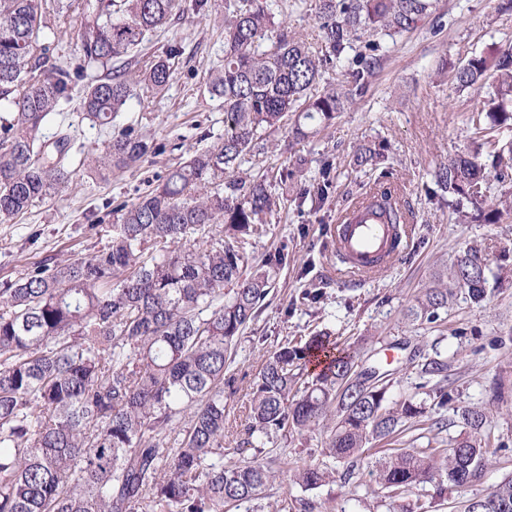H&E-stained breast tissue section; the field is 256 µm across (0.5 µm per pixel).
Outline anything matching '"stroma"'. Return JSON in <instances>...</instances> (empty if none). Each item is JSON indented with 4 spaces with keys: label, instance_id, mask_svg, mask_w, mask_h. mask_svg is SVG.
<instances>
[{
    "label": "stroma",
    "instance_id": "1",
    "mask_svg": "<svg viewBox=\"0 0 512 512\" xmlns=\"http://www.w3.org/2000/svg\"><path fill=\"white\" fill-rule=\"evenodd\" d=\"M498 5L499 0H438L430 17L390 47L374 77L333 125L300 140L280 129L236 171L240 177L267 174L273 192L288 193L285 209L269 217L266 234L254 246L256 258L277 250L287 260L275 270L266 306L241 336L227 371L234 388L226 400L227 424L244 420L261 364L284 339L305 340L322 332L337 349L355 350L360 366L383 365L395 380L389 392L393 401L410 385L413 351L439 349L457 378L452 405H482L500 395L491 421L501 446L479 481L441 498L429 484L406 495L408 505L430 502V512H455L512 476V222L455 223L448 195L433 176L436 167L468 149L463 117L480 100L473 91L456 93L448 79L451 68L491 44L512 40V13L499 12ZM223 30L224 0H209L204 10L188 12L144 42L139 55L144 63L162 49L179 47L173 79L164 95L138 92L112 128L147 117V133L165 143V152L106 177H76L71 190L0 223V281L43 262L97 251L107 238L96 233V225L116 222L112 201H135L147 182L186 157L200 132L223 135L224 103L207 91L211 72L224 60ZM362 146L384 148L388 175L353 166L352 156ZM300 156L308 160L306 170L282 186L278 172ZM328 159L333 169L325 177L321 169ZM381 182L398 188L415 227L413 243L373 278H342L336 273L333 227L353 200ZM470 246L481 249L492 273L487 299L457 302L433 323L411 320L408 308L435 273ZM314 289L321 294L316 303L304 297ZM333 424L329 418L311 432L279 433L275 443L260 442L243 456L236 453L233 437H225L224 462H262L276 447L283 456L280 476L268 490L270 500L288 497L293 512H394L365 468L347 484L307 490L294 483V470L322 463L319 448Z\"/></svg>",
    "mask_w": 512,
    "mask_h": 512
}]
</instances>
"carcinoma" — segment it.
<instances>
[{
	"label": "carcinoma",
	"mask_w": 512,
	"mask_h": 512,
	"mask_svg": "<svg viewBox=\"0 0 512 512\" xmlns=\"http://www.w3.org/2000/svg\"><path fill=\"white\" fill-rule=\"evenodd\" d=\"M203 0H0V221L35 200L67 190L78 171L109 175L163 145L141 121L103 148L74 149L64 122L46 123L79 99L84 118L112 128L137 88L160 95L173 78L170 48L139 65L147 36ZM278 0H230L224 12V65L208 91L224 100V135L200 134L184 162L132 203L112 208L107 243L87 257L39 264L0 283V512H226L258 502L279 477L278 462L224 464L225 377L238 340L265 306L281 253L253 263V240L284 204L263 176L224 181L264 136L292 121L295 138L330 126L365 87L389 50L415 30L436 0H319L325 48L282 26L271 36ZM81 20L71 68L56 42ZM329 69L342 80L318 89ZM87 70L97 76L78 85ZM449 80L460 93L483 92L470 113V150L441 164L434 178L448 207L486 224L512 217V42L471 55ZM384 150L354 155L357 166L386 164ZM371 206L389 224L407 216L396 193L379 189ZM489 270L478 248L449 268L408 309L433 322L458 300L487 297ZM326 365L309 381L314 356ZM327 336L285 341L262 364L242 423L239 451L279 432L336 419L322 454L343 471L306 465L294 482L315 489L350 481L368 463L386 497L426 483L441 495L482 476L495 436L484 406L453 408L457 434L426 398L448 406L453 383L440 353L418 364L420 383L393 405L391 373L357 370ZM431 434L417 450L394 448L405 431ZM467 512H512V478L467 501Z\"/></svg>",
	"instance_id": "1"
}]
</instances>
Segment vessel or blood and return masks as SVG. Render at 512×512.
<instances>
[{"label":"vessel or blood","mask_w":512,"mask_h":512,"mask_svg":"<svg viewBox=\"0 0 512 512\" xmlns=\"http://www.w3.org/2000/svg\"><path fill=\"white\" fill-rule=\"evenodd\" d=\"M337 255L343 257L344 271L365 278L385 270L407 247L406 237L395 234L394 225L358 202L343 214L333 234Z\"/></svg>","instance_id":"1"}]
</instances>
